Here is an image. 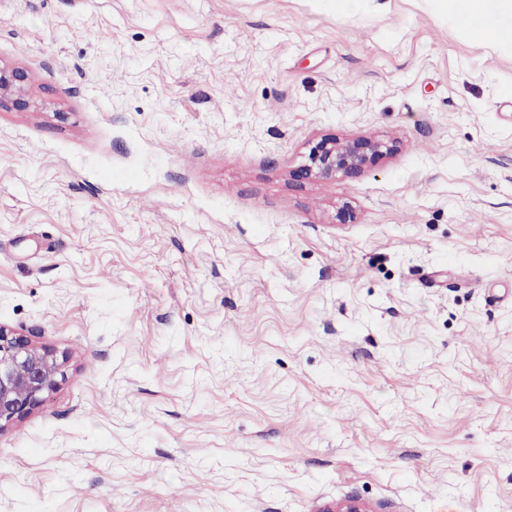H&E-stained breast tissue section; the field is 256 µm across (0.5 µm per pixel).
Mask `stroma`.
Instances as JSON below:
<instances>
[{
    "label": "stroma",
    "instance_id": "35a3bbf8",
    "mask_svg": "<svg viewBox=\"0 0 512 512\" xmlns=\"http://www.w3.org/2000/svg\"><path fill=\"white\" fill-rule=\"evenodd\" d=\"M0 60V324L66 360L0 512H512V52L428 0H0ZM324 9L336 16L350 14L356 10L363 13H377L381 11L385 2L380 0H319ZM29 74L19 66L0 64V108L27 111L36 107L29 95ZM382 144L370 139H355L346 142L320 141L311 148L303 175L319 180H329L336 173L356 174L375 156L384 151Z\"/></svg>",
    "mask_w": 512,
    "mask_h": 512
}]
</instances>
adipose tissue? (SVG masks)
Returning <instances> with one entry per match:
<instances>
[{"mask_svg":"<svg viewBox=\"0 0 512 512\" xmlns=\"http://www.w3.org/2000/svg\"><path fill=\"white\" fill-rule=\"evenodd\" d=\"M456 19L471 34L512 48V0H448Z\"/></svg>","mask_w":512,"mask_h":512,"instance_id":"1","label":"adipose tissue"}]
</instances>
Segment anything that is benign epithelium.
Here are the masks:
<instances>
[{
    "instance_id": "1",
    "label": "benign epithelium",
    "mask_w": 512,
    "mask_h": 512,
    "mask_svg": "<svg viewBox=\"0 0 512 512\" xmlns=\"http://www.w3.org/2000/svg\"><path fill=\"white\" fill-rule=\"evenodd\" d=\"M28 86L25 69L0 64V108L27 111L36 107ZM381 147L370 139L321 141L311 148L303 175L329 180L339 172L356 174L382 154ZM62 367L53 350L0 324V432L39 406L44 394L56 386Z\"/></svg>"
}]
</instances>
